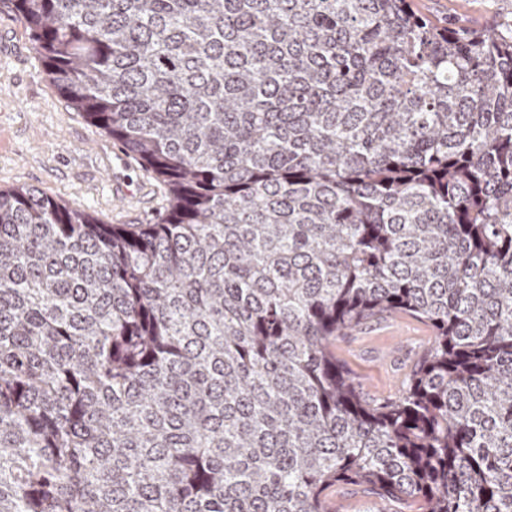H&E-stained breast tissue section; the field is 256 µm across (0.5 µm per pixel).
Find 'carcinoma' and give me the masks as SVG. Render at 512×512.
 I'll use <instances>...</instances> for the list:
<instances>
[{
	"label": "carcinoma",
	"instance_id": "cac0c4a2",
	"mask_svg": "<svg viewBox=\"0 0 512 512\" xmlns=\"http://www.w3.org/2000/svg\"><path fill=\"white\" fill-rule=\"evenodd\" d=\"M159 224L0 190V512H512V23L410 0H7ZM434 341L364 399L336 337ZM328 493L332 508L340 512H394L395 509L390 503L367 495L350 485L337 484Z\"/></svg>",
	"mask_w": 512,
	"mask_h": 512
}]
</instances>
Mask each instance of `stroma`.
<instances>
[{
    "mask_svg": "<svg viewBox=\"0 0 512 512\" xmlns=\"http://www.w3.org/2000/svg\"><path fill=\"white\" fill-rule=\"evenodd\" d=\"M434 22L482 29L512 20V0H411ZM36 189L80 207L102 224H155L169 194L123 144L61 96L26 25L0 0V190ZM432 333L405 315L360 325L334 345L362 396L396 400ZM335 512H394L388 502L339 484Z\"/></svg>",
    "mask_w": 512,
    "mask_h": 512,
    "instance_id": "1",
    "label": "stroma"
}]
</instances>
